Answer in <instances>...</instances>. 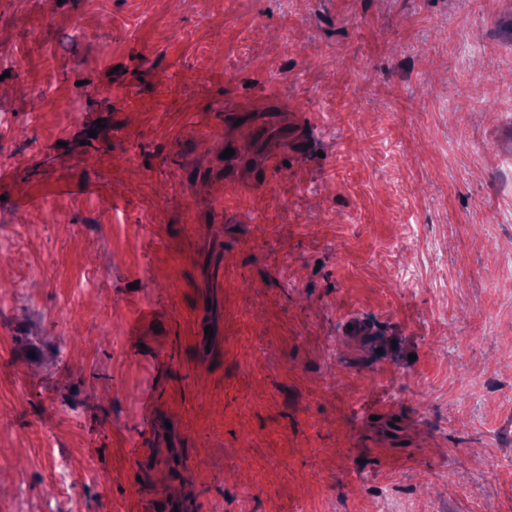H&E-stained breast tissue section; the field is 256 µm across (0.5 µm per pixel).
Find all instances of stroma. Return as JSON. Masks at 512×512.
I'll use <instances>...</instances> for the list:
<instances>
[{"label":"stroma","instance_id":"1","mask_svg":"<svg viewBox=\"0 0 512 512\" xmlns=\"http://www.w3.org/2000/svg\"><path fill=\"white\" fill-rule=\"evenodd\" d=\"M223 4L0 0V226L34 271L0 310V499L512 512V0ZM281 104L287 170L225 183V142L262 152L236 113ZM27 243L24 225L16 224L6 233L0 229V251L19 253L24 250Z\"/></svg>","mask_w":512,"mask_h":512}]
</instances>
